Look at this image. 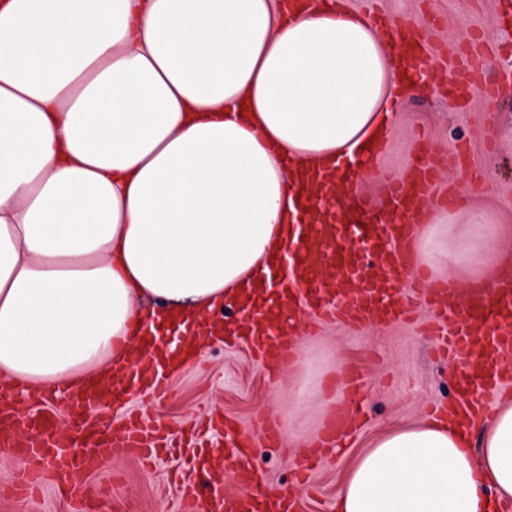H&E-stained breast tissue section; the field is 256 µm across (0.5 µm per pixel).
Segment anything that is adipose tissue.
I'll return each instance as SVG.
<instances>
[{
  "instance_id": "adipose-tissue-1",
  "label": "adipose tissue",
  "mask_w": 512,
  "mask_h": 512,
  "mask_svg": "<svg viewBox=\"0 0 512 512\" xmlns=\"http://www.w3.org/2000/svg\"><path fill=\"white\" fill-rule=\"evenodd\" d=\"M345 0H0V377L52 393L111 372L142 328L203 325L269 279L302 214L292 163L381 150L402 79ZM432 269L492 287L496 211L431 208ZM462 230L440 246L435 227ZM512 398L395 425L333 512H497Z\"/></svg>"
}]
</instances>
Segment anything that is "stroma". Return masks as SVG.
<instances>
[{
    "mask_svg": "<svg viewBox=\"0 0 512 512\" xmlns=\"http://www.w3.org/2000/svg\"><path fill=\"white\" fill-rule=\"evenodd\" d=\"M366 17L386 14L404 28L417 29L425 54L424 65L450 76L462 53L489 57L479 83L464 85L455 96L423 90L409 96L380 151L376 170L358 183L361 195L381 200L380 172H409L419 151L417 131L429 139L428 160L438 162L461 145H468L471 161L465 173L444 172L432 195L448 188L484 201L512 220V87L496 99L480 93L484 84L512 74V0H346ZM412 316L384 325L356 330L325 321L300 338L310 363V389L302 401L292 399L296 369H269L259 364L244 344L216 343L200 349V364L175 372L167 391L154 403L137 396L120 402L104 399L99 417L104 422L125 412L157 420L172 429L201 426L205 448H227L223 423H231L252 444L254 461L271 490L287 488L303 500V512H332V505L352 458L373 435L398 423L415 421L433 406L453 400L460 369L435 356L434 336L426 328L434 322L453 326L454 317L438 320L428 304L411 300ZM364 378V424L354 433L350 448L329 454L316 467L308 485L296 476L304 459L296 448L266 444L264 426L277 414H289V427L318 435L326 420L321 394H339V365ZM189 454L163 455L151 465L137 458L117 457L94 472L80 476L89 488L85 512H186L180 504L177 474L189 465ZM21 473L20 462L0 463V512H74L68 484L46 483L34 497L11 487Z\"/></svg>",
    "mask_w": 512,
    "mask_h": 512,
    "instance_id": "obj_1",
    "label": "stroma"
}]
</instances>
